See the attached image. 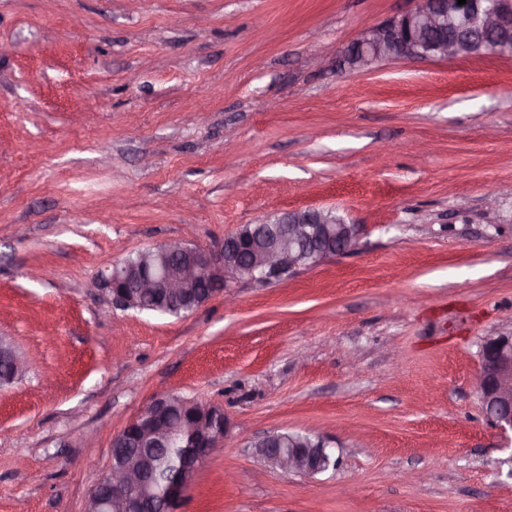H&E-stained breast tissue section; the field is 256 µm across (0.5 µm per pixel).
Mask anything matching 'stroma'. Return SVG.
<instances>
[{
    "label": "stroma",
    "instance_id": "1",
    "mask_svg": "<svg viewBox=\"0 0 512 512\" xmlns=\"http://www.w3.org/2000/svg\"><path fill=\"white\" fill-rule=\"evenodd\" d=\"M413 0H0V512H83L154 397L223 408L179 512H512L473 390L512 333V55L331 58ZM329 208L350 253L180 316L90 282ZM327 438L287 474L252 445ZM1 365L7 366V372H2L1 380L12 383L15 379L22 378L27 370L25 359L10 345H0V370ZM290 440L298 441L312 437L308 433L284 432ZM278 432H272L264 436L262 440L253 446L254 454L267 465L283 472L299 470L305 475L313 476L335 467L336 459L329 449L328 442L317 436L320 446L307 448L297 445V448H284V436Z\"/></svg>",
    "mask_w": 512,
    "mask_h": 512
}]
</instances>
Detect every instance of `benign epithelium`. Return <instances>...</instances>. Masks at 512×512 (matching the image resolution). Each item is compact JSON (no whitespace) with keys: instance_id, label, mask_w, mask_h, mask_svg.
<instances>
[{"instance_id":"1","label":"benign epithelium","mask_w":512,"mask_h":512,"mask_svg":"<svg viewBox=\"0 0 512 512\" xmlns=\"http://www.w3.org/2000/svg\"><path fill=\"white\" fill-rule=\"evenodd\" d=\"M414 6L360 33L340 54L338 63L366 69L382 59L430 60L460 55L465 42L491 41L499 54L512 55V0H413ZM362 233L330 209L308 208L267 215L224 236L217 250L183 243L167 244L143 253L135 264L112 265L92 281L91 288L115 309H198L229 283L247 280L266 284L348 253ZM0 380L11 383L24 376L25 359L11 346L0 345ZM473 388L489 423L512 431V335L487 337L481 347L480 368ZM183 411L171 419L169 395L151 400L112 439V447L134 443L138 449L111 459L84 512H141L159 485L143 451L157 446L183 445L178 470L163 494L162 510L178 512L196 473L212 451L224 442L228 421L224 409L182 401ZM284 436L272 432L254 445V454L283 472L313 476L336 466L328 442L320 446L286 448Z\"/></svg>"}]
</instances>
